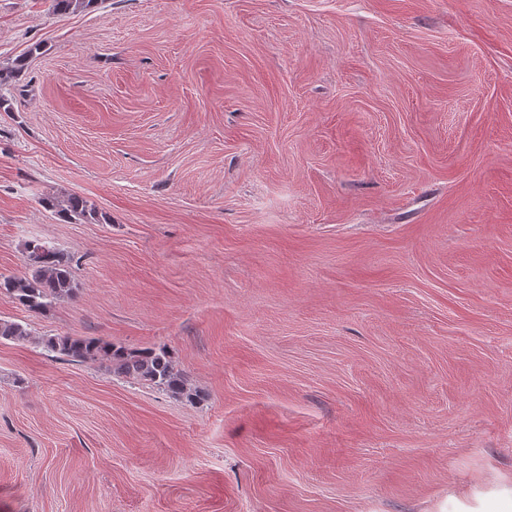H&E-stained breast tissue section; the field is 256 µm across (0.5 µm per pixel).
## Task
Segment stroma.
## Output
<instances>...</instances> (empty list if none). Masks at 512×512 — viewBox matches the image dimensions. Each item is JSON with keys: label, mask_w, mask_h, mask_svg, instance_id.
Listing matches in <instances>:
<instances>
[{"label": "stroma", "mask_w": 512, "mask_h": 512, "mask_svg": "<svg viewBox=\"0 0 512 512\" xmlns=\"http://www.w3.org/2000/svg\"><path fill=\"white\" fill-rule=\"evenodd\" d=\"M0 512L512 501V0H0ZM77 193L106 224L66 223ZM166 348L195 401L48 351ZM43 203L46 208L54 211L62 221L80 220L91 224L105 221V217L92 204H89L87 199L78 194H70L63 199L46 198ZM75 288L69 257L52 247L39 259H30L23 275H0V293L34 314H43L56 301L72 297Z\"/></svg>", "instance_id": "35a3bbf8"}]
</instances>
